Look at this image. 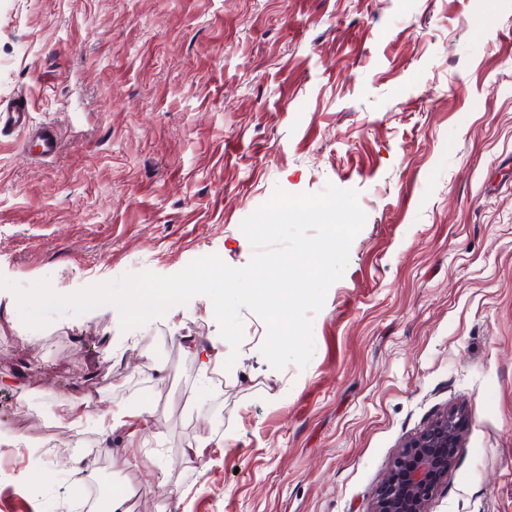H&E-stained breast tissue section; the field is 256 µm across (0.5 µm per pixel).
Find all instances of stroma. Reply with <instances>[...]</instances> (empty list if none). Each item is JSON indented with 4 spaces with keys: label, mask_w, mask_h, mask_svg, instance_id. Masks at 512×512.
<instances>
[{
    "label": "stroma",
    "mask_w": 512,
    "mask_h": 512,
    "mask_svg": "<svg viewBox=\"0 0 512 512\" xmlns=\"http://www.w3.org/2000/svg\"><path fill=\"white\" fill-rule=\"evenodd\" d=\"M26 97L59 154L0 131V275L71 294L218 256L276 190L353 189L366 213L313 315L305 368L274 369L241 309L232 368L209 298L125 332L106 305L21 320L0 289V512H369L404 439L458 409L430 512H512V0H0V102ZM148 406L136 435L106 409ZM209 441L197 461L185 451Z\"/></svg>",
    "instance_id": "35a3bbf8"
}]
</instances>
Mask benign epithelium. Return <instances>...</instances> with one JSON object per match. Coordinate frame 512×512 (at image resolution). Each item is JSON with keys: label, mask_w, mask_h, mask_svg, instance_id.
<instances>
[{"label": "benign epithelium", "mask_w": 512, "mask_h": 512, "mask_svg": "<svg viewBox=\"0 0 512 512\" xmlns=\"http://www.w3.org/2000/svg\"><path fill=\"white\" fill-rule=\"evenodd\" d=\"M462 431V416L446 410L404 440L370 512H429L430 501L454 464Z\"/></svg>", "instance_id": "1"}]
</instances>
